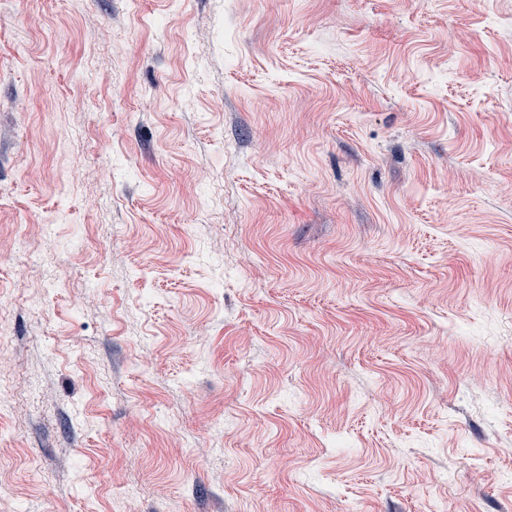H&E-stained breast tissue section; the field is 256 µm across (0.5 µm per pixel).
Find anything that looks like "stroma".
Masks as SVG:
<instances>
[{
  "mask_svg": "<svg viewBox=\"0 0 512 512\" xmlns=\"http://www.w3.org/2000/svg\"><path fill=\"white\" fill-rule=\"evenodd\" d=\"M0 512H512V0H0Z\"/></svg>",
  "mask_w": 512,
  "mask_h": 512,
  "instance_id": "35a3bbf8",
  "label": "stroma"
}]
</instances>
